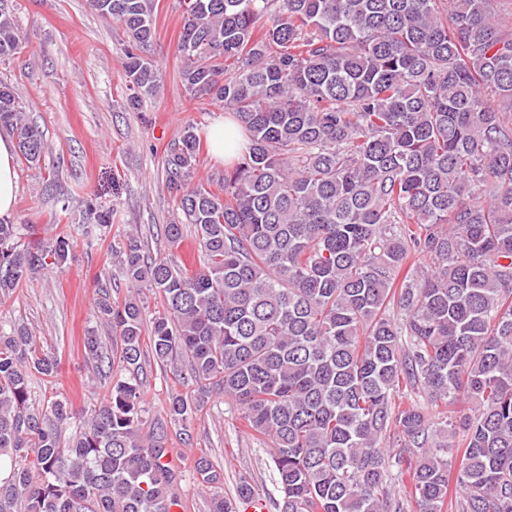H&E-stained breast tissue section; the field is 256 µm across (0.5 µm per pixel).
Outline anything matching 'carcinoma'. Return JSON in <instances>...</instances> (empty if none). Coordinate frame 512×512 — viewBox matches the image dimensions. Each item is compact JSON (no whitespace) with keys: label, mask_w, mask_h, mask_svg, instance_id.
<instances>
[{"label":"carcinoma","mask_w":512,"mask_h":512,"mask_svg":"<svg viewBox=\"0 0 512 512\" xmlns=\"http://www.w3.org/2000/svg\"><path fill=\"white\" fill-rule=\"evenodd\" d=\"M186 91L224 107L244 148L207 181L184 126L164 156L199 267L112 243L131 287L102 293L130 373L68 441L72 403L38 408L29 379L57 360L0 331V512H169L165 426L140 435L144 343L187 358L202 394L267 437L278 512H512V27L499 0H180ZM124 27L133 109L155 96L154 0H89ZM265 29L262 37L257 29ZM23 37L0 0V62ZM0 80V128L22 161L48 152ZM0 222V294L60 268L93 227L45 241ZM416 255L431 261L398 279ZM87 356L102 341L84 337ZM470 405L456 421L441 405ZM194 404L169 398L187 424Z\"/></svg>","instance_id":"1"}]
</instances>
